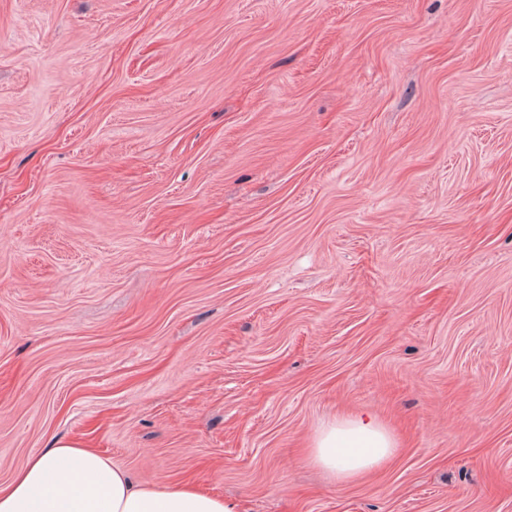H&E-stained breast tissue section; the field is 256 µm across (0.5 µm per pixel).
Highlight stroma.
Wrapping results in <instances>:
<instances>
[{"label":"stroma","mask_w":512,"mask_h":512,"mask_svg":"<svg viewBox=\"0 0 512 512\" xmlns=\"http://www.w3.org/2000/svg\"><path fill=\"white\" fill-rule=\"evenodd\" d=\"M355 412L398 446L340 482ZM60 438L241 512H512V0H0V486ZM397 444L375 416L349 414L323 425L310 444V460L339 481H351L378 468Z\"/></svg>","instance_id":"1"}]
</instances>
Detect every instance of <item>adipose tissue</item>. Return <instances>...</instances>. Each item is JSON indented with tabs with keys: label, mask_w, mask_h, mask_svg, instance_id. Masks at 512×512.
Returning a JSON list of instances; mask_svg holds the SVG:
<instances>
[{
	"label": "adipose tissue",
	"mask_w": 512,
	"mask_h": 512,
	"mask_svg": "<svg viewBox=\"0 0 512 512\" xmlns=\"http://www.w3.org/2000/svg\"><path fill=\"white\" fill-rule=\"evenodd\" d=\"M310 448L313 464L346 482L385 463L396 441L377 417L349 414L323 425ZM0 512H237V506L189 486H135L100 453L58 440L0 487Z\"/></svg>",
	"instance_id": "obj_1"
}]
</instances>
